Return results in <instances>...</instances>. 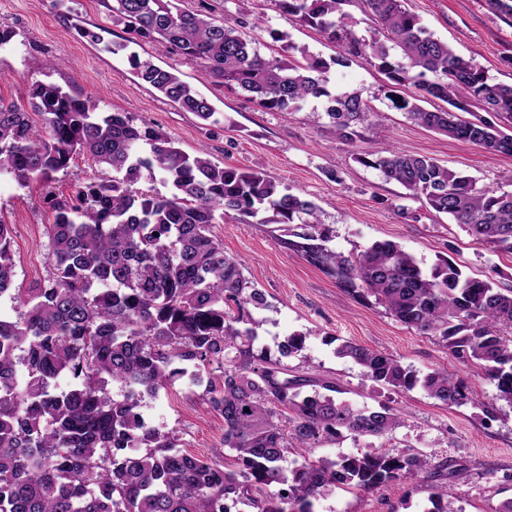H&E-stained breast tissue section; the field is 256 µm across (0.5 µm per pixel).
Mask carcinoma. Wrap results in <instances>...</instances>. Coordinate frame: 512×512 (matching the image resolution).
Instances as JSON below:
<instances>
[{
	"instance_id": "obj_1",
	"label": "carcinoma",
	"mask_w": 512,
	"mask_h": 512,
	"mask_svg": "<svg viewBox=\"0 0 512 512\" xmlns=\"http://www.w3.org/2000/svg\"><path fill=\"white\" fill-rule=\"evenodd\" d=\"M126 42H157L196 62L214 83L240 90L272 112L330 102L336 136L355 141L370 114L357 94L336 96L324 74L361 57L384 75L393 99L414 123L494 154L512 156V133L477 108L512 123V84L497 82L472 58L456 54L405 0H362L381 37L356 35L348 0H275L284 17L341 44L329 60L267 57L236 25L214 15L210 0L186 10L178 0H115ZM137 77L203 120L215 110L175 72L132 53ZM27 112L0 99V176L19 186L46 181L83 153L112 176L77 187L54 204L47 226L52 277L19 295L17 320L0 315V512H316L335 489L371 492L427 473L434 512H447L448 474L410 447L373 448L334 461L311 449L350 435L385 438L402 425L395 409L354 407L333 381L288 374L281 360L253 350L265 293L224 252L212 225L232 211L244 222L261 213L275 224H302L288 245L336 280L345 293L374 298L407 328L434 336L464 365L495 383L512 406V289L462 274L442 259L429 270L398 243L376 241L344 255L326 247L320 209L263 173L190 155L162 131L125 112L36 82ZM440 101L427 110L421 101ZM37 115L40 121L33 120ZM356 161L437 214L474 243L512 254V191L490 190L438 160L372 147ZM169 188L162 194L154 183ZM12 231L0 220V297L13 291ZM295 333L281 345L303 349ZM362 375L394 392L422 389L448 406L471 400L470 387L446 369L426 374L353 342L336 349ZM190 376L206 382L209 405L224 420V463L182 451L173 431L151 425L146 399ZM69 383L61 389L58 380ZM119 388L114 396L109 385ZM311 391H305L306 387ZM298 459L284 465L288 454Z\"/></svg>"
}]
</instances>
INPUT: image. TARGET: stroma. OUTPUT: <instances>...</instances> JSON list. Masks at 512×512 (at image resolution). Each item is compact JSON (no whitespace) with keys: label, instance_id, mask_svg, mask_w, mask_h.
<instances>
[{"label":"stroma","instance_id":"stroma-1","mask_svg":"<svg viewBox=\"0 0 512 512\" xmlns=\"http://www.w3.org/2000/svg\"><path fill=\"white\" fill-rule=\"evenodd\" d=\"M227 20L242 9L264 16L265 29L244 28L262 55L282 54L274 30L287 32L295 58L340 55L339 45L316 30L283 17L274 0H213ZM113 0H0V26L17 36L0 48V99L27 105L29 87L53 83L81 98H91L108 112H125L136 122L150 123L174 138L186 153L206 150L218 164L263 173L315 202L329 231L328 245L355 254L377 240H392L414 255L424 268L452 259L468 276L512 288V255L474 244L447 216L407 197L397 182L355 159L357 148L382 144L406 154L426 155L449 169L469 174L490 189L502 186L512 170V157L486 152L448 139L414 124L388 99L383 76L365 59L353 58L327 73L336 94H359L372 111L359 124L355 143L334 134L323 100L302 110L271 112L244 94L226 90L194 62L159 43L129 45L110 54L82 35L103 29L109 40L124 41ZM434 34L460 55L475 59L496 81L512 83V25L502 20L489 0H406ZM177 70L183 80L208 99L215 117L204 121L182 111L139 80L130 53ZM106 167L74 156L58 173L53 187L34 182L21 187L0 179V220L10 224L16 260L15 284L26 288L47 280L52 272L45 232L54 210L50 189L67 191L107 176ZM214 234L244 275L261 289L269 306L259 319L255 352L279 357L281 344L294 333L305 334L304 348L285 358L288 367L335 381L351 404L369 409L386 404L402 411L404 423L391 445L409 446L433 464L445 463L455 475L448 481L447 512H494L512 498V407L497 398L493 383L474 366L454 359L442 342L408 329L379 304L357 301L334 279L288 248L292 235L284 224H244L227 213ZM350 341L396 357L404 366L426 373L445 368L469 383L473 403L449 407L422 390L396 393L366 380L357 364L337 357L338 343ZM147 421L176 431L181 448L198 457L219 459L224 451V421L208 402L204 385L179 380L174 389L146 400ZM433 482L427 476L395 482L364 494L335 489L321 498L318 512H431Z\"/></svg>","mask_w":512,"mask_h":512}]
</instances>
